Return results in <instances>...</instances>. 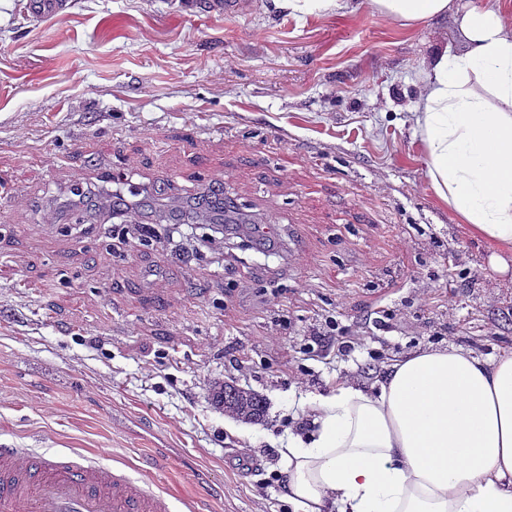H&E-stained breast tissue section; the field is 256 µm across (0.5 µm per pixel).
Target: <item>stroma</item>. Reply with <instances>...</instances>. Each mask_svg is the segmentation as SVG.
Returning a JSON list of instances; mask_svg holds the SVG:
<instances>
[{"mask_svg":"<svg viewBox=\"0 0 512 512\" xmlns=\"http://www.w3.org/2000/svg\"><path fill=\"white\" fill-rule=\"evenodd\" d=\"M359 2L70 0L37 20L0 0V445L102 448L203 512H291L278 439L302 399L421 349L512 347V280L436 197L415 134L460 17L406 27ZM102 166L165 186L166 208L223 181L268 238L231 226L192 252L117 236L100 208L73 223L74 183L110 190ZM329 317L343 335L307 352ZM229 379L264 422L210 403ZM275 7L288 10V15H325L341 11H354V0H272Z\"/></svg>","mask_w":512,"mask_h":512,"instance_id":"35a3bbf8","label":"stroma"}]
</instances>
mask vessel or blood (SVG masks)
<instances>
[{"label": "vessel or blood", "instance_id": "1", "mask_svg": "<svg viewBox=\"0 0 512 512\" xmlns=\"http://www.w3.org/2000/svg\"><path fill=\"white\" fill-rule=\"evenodd\" d=\"M193 512L146 475L101 464L96 455L0 448V512Z\"/></svg>", "mask_w": 512, "mask_h": 512}]
</instances>
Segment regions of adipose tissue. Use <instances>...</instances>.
Instances as JSON below:
<instances>
[{
	"label": "adipose tissue",
	"mask_w": 512,
	"mask_h": 512,
	"mask_svg": "<svg viewBox=\"0 0 512 512\" xmlns=\"http://www.w3.org/2000/svg\"><path fill=\"white\" fill-rule=\"evenodd\" d=\"M393 20L433 22L455 0H371ZM466 49L434 51L416 123L438 198L491 249L512 253V14L475 4ZM279 440L293 512H512V349L484 359L414 352L378 385L310 396Z\"/></svg>",
	"instance_id": "ef3b65f1"
}]
</instances>
